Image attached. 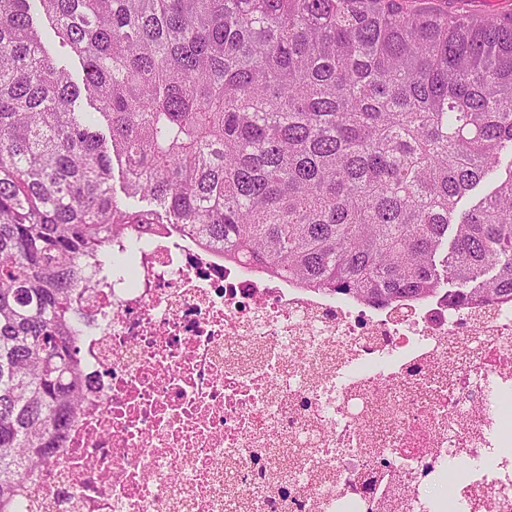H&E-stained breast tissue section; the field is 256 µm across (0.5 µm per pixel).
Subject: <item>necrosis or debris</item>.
<instances>
[{"label":"necrosis or debris","mask_w":512,"mask_h":512,"mask_svg":"<svg viewBox=\"0 0 512 512\" xmlns=\"http://www.w3.org/2000/svg\"><path fill=\"white\" fill-rule=\"evenodd\" d=\"M77 288L90 384L21 512H512V302L390 307L152 237Z\"/></svg>","instance_id":"obj_1"}]
</instances>
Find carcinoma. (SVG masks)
Here are the masks:
<instances>
[{
  "label": "carcinoma",
  "instance_id": "cac0c4a2",
  "mask_svg": "<svg viewBox=\"0 0 512 512\" xmlns=\"http://www.w3.org/2000/svg\"><path fill=\"white\" fill-rule=\"evenodd\" d=\"M36 12L82 61L83 86ZM505 152L512 12L0 0V512L81 405L73 291L112 276L113 236L188 235L376 306L442 289L455 306L512 300Z\"/></svg>",
  "mask_w": 512,
  "mask_h": 512
}]
</instances>
